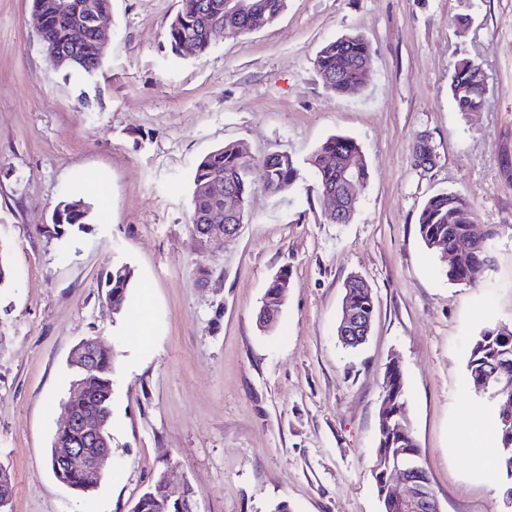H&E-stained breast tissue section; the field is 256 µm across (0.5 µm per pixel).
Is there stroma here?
Masks as SVG:
<instances>
[{
    "label": "stroma",
    "mask_w": 512,
    "mask_h": 512,
    "mask_svg": "<svg viewBox=\"0 0 512 512\" xmlns=\"http://www.w3.org/2000/svg\"><path fill=\"white\" fill-rule=\"evenodd\" d=\"M181 0H112L94 76L52 68L30 0H0V464L8 512H131L155 472L190 484L197 512H382L371 463L390 361L404 372L409 424L442 512H512L490 463H477L490 402L466 384L469 343L512 324V0H288L269 26L225 31L202 55L172 54ZM374 47L358 92L324 87L328 41ZM476 60L483 107L458 111L454 63ZM360 144L368 178L352 219L327 222L307 160L328 136ZM230 142L256 158L293 155L283 196L256 189L239 235L200 249L190 229L197 162ZM430 161H421L418 143ZM108 193L98 197L99 183ZM464 194L478 232L495 230L473 283L441 273L418 216ZM81 198L85 226L42 234L55 205ZM128 264L129 302L152 299L141 343L101 297ZM288 295L271 332L257 314L271 277ZM372 286L360 349L336 322L350 275ZM112 351V466L91 494L49 464L83 339ZM473 432H466L465 422Z\"/></svg>",
    "instance_id": "stroma-1"
}]
</instances>
